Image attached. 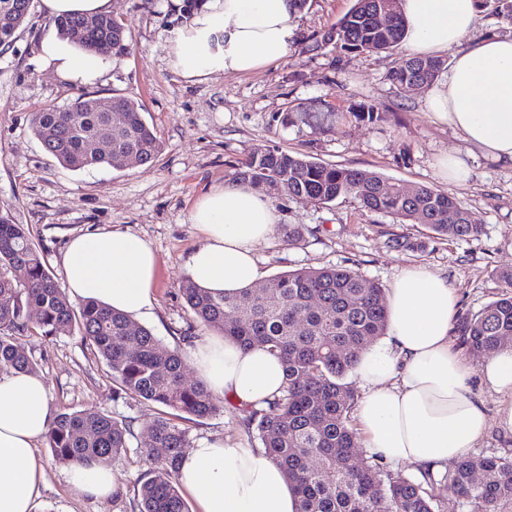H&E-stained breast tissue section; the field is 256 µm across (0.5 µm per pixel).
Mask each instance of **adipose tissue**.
Wrapping results in <instances>:
<instances>
[{
    "label": "adipose tissue",
    "mask_w": 512,
    "mask_h": 512,
    "mask_svg": "<svg viewBox=\"0 0 512 512\" xmlns=\"http://www.w3.org/2000/svg\"><path fill=\"white\" fill-rule=\"evenodd\" d=\"M399 7L413 54H452L425 106L467 149L441 157L440 176L466 184L475 155L512 168V34L477 33L476 0H400ZM295 13L293 0H203L189 24L172 33L174 65L190 81L262 70L290 50ZM39 57L44 69L72 84H92L102 72L100 56L78 49L54 27L41 38ZM190 220L204 236L187 261L193 281L236 297L261 279L257 250L278 221L264 194L225 185L200 199ZM157 266L148 242L128 232L71 236L62 257L72 300L92 299L127 314L152 307ZM386 300L385 342L364 350L354 368L365 390L355 417L375 455L432 474L475 447L488 429L469 383L475 370L450 341L457 293L414 266ZM191 363L213 393L238 404H264L285 382L275 356L221 336L198 341ZM477 371L499 394L497 426L512 438V347L486 357ZM52 420L46 386L36 374L0 372V512H35L43 484L35 448ZM179 484L198 512L298 510L295 492L262 449L221 439L190 449Z\"/></svg>",
    "instance_id": "adipose-tissue-1"
}]
</instances>
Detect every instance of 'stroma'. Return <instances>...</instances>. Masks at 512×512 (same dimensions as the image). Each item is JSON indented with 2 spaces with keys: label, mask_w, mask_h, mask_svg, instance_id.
Instances as JSON below:
<instances>
[{
  "label": "stroma",
  "mask_w": 512,
  "mask_h": 512,
  "mask_svg": "<svg viewBox=\"0 0 512 512\" xmlns=\"http://www.w3.org/2000/svg\"><path fill=\"white\" fill-rule=\"evenodd\" d=\"M126 27L129 50L106 56L100 79L77 86L41 68L38 42L52 26L39 7L0 52V215L27 225L54 275L70 234L94 230L132 232L158 258L152 309L135 318L170 347L179 343L188 307L178 286L186 261L203 235L190 211L210 190L224 186L229 162L257 148L276 147L326 164L367 169L408 184H424L454 195L482 226L478 236L448 239L426 225L389 214L362 211L357 200L340 198L326 207L307 199L278 200L280 223L303 225L298 244L273 234L258 249L265 276L300 268L352 266L383 288L407 268L420 266L447 280L459 297V313L475 312L503 291L501 269L512 266V168L479 158L467 184L444 181L436 161L464 149L459 134L426 111V91L392 83L390 73L409 57L407 43L381 54H342L333 48L306 53L353 0H306L293 20L286 57L251 74H212L184 79L169 53L173 28L187 23L171 0H114ZM121 96L143 106L163 149L150 163L73 171L47 155L30 128L32 113L63 106L78 96ZM377 105L382 118L358 119L359 104ZM290 114L288 125L275 122ZM22 343L38 364L54 411L99 410L133 423L129 446L110 470L114 494L96 497L75 488L68 468L38 442L36 458L44 483L36 512H136L134 492L149 465L142 453L148 425L159 409L145 400L114 398L109 368L93 355L79 332L46 338L32 333ZM190 445L221 438L259 447L232 401L223 411L186 424Z\"/></svg>",
  "instance_id": "35a3bbf8"
}]
</instances>
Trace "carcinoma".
Segmentation results:
<instances>
[{"label": "carcinoma", "instance_id": "carcinoma-1", "mask_svg": "<svg viewBox=\"0 0 512 512\" xmlns=\"http://www.w3.org/2000/svg\"><path fill=\"white\" fill-rule=\"evenodd\" d=\"M32 0H0V48L8 49L17 24ZM494 3L493 12L512 20V0ZM385 11L388 24L374 17ZM61 34L98 56L129 50L124 24L111 15H74L56 21ZM406 25L398 0H354L349 11L307 51L329 45L339 51L379 54L400 44ZM444 61L411 57L391 74L398 86L428 88ZM125 122L112 135V147L100 149L97 129L109 119L79 96L64 107L50 106L32 115L31 130L45 152L71 170L135 158L153 161L161 150L156 133L142 117L139 103L110 97ZM229 182L268 181L271 198H306L325 206L352 197L370 213L425 224L450 239L481 233L473 213L457 198L426 185H408L377 172L328 165L275 147L254 150L231 165ZM505 291L478 312L461 317L468 349L482 356L512 342V268L498 273ZM179 292L191 313L189 327L203 326L245 348L260 346L280 359L285 373L281 394L267 406L246 410L267 457L284 471L298 495V512H439L447 495L467 512H512V458L463 455L442 479L394 477L375 461L358 455L352 412L358 399L347 377L359 354L386 334L385 289L349 266L301 268L269 279L245 292L246 300L215 297L187 277ZM78 330L92 353L112 372L115 396L144 399L163 408L149 426L143 453L153 465L135 490L138 512H189L178 484L183 448L189 443L178 419H204L224 408L223 398L202 381L185 380L186 363L129 315L93 300L73 301L47 269L28 228L0 215V371L36 372L19 337L59 336ZM130 422L99 411H61L45 441L53 457L66 465H107L128 447Z\"/></svg>", "mask_w": 512, "mask_h": 512}]
</instances>
